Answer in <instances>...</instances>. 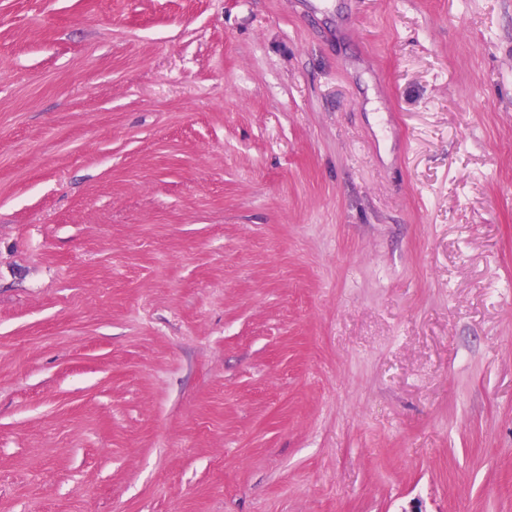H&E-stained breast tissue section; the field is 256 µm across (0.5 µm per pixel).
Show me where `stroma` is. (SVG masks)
Segmentation results:
<instances>
[{
	"label": "stroma",
	"mask_w": 512,
	"mask_h": 512,
	"mask_svg": "<svg viewBox=\"0 0 512 512\" xmlns=\"http://www.w3.org/2000/svg\"><path fill=\"white\" fill-rule=\"evenodd\" d=\"M512 512V0H0V512Z\"/></svg>",
	"instance_id": "obj_1"
}]
</instances>
